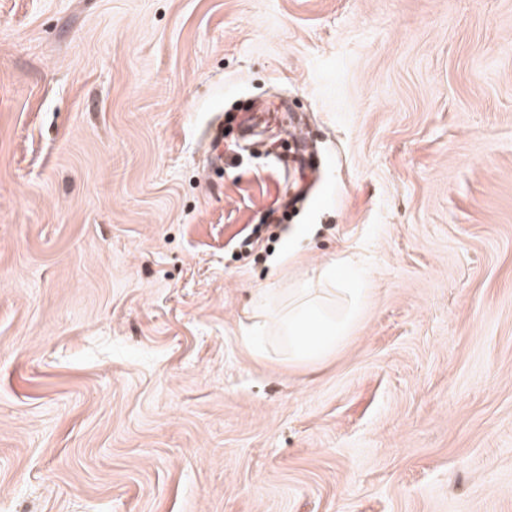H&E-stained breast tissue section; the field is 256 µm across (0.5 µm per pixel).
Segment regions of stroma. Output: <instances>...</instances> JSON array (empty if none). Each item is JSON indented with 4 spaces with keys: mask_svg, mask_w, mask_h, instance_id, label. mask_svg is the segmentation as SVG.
I'll return each mask as SVG.
<instances>
[{
    "mask_svg": "<svg viewBox=\"0 0 512 512\" xmlns=\"http://www.w3.org/2000/svg\"><path fill=\"white\" fill-rule=\"evenodd\" d=\"M0 512H512V0H0ZM337 295L345 300L342 314L326 311V305L310 296L303 288H295L288 295V303L280 305L277 297L268 288H257L252 293V306L259 311V320L242 336L246 346L255 352L265 351L264 335L269 328L268 316L272 309L275 330L288 347V360L297 363H311L322 359L336 350L348 329V324L358 306L364 300L365 288H337Z\"/></svg>",
    "mask_w": 512,
    "mask_h": 512,
    "instance_id": "stroma-1",
    "label": "stroma"
}]
</instances>
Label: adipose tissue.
Returning a JSON list of instances; mask_svg holds the SVG:
<instances>
[{
  "label": "adipose tissue",
  "mask_w": 512,
  "mask_h": 512,
  "mask_svg": "<svg viewBox=\"0 0 512 512\" xmlns=\"http://www.w3.org/2000/svg\"><path fill=\"white\" fill-rule=\"evenodd\" d=\"M324 267L328 278L339 275L354 281L353 287L339 291L345 300L342 314L327 312L324 303L311 299L301 288L294 289L284 304L279 303L269 289L258 288L252 293V304L260 317L246 331L244 344L255 352H263L264 334L272 327L287 346L291 362L311 363L333 352L344 339L349 321L364 299V291L357 286L361 273L350 272L343 260L328 258Z\"/></svg>",
  "instance_id": "obj_1"
}]
</instances>
